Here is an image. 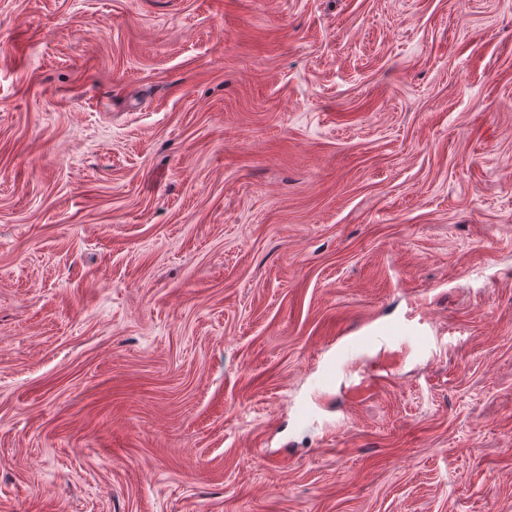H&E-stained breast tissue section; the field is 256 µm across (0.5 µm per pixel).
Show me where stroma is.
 Here are the masks:
<instances>
[{"mask_svg": "<svg viewBox=\"0 0 512 512\" xmlns=\"http://www.w3.org/2000/svg\"><path fill=\"white\" fill-rule=\"evenodd\" d=\"M0 512H512V0H0ZM434 337L430 330L417 326H403L399 333H394L387 329L370 328L361 336L344 338L339 336L336 350V366L326 365L319 371L311 381L313 390H326L335 385L341 363L353 356L376 347H395L402 348L414 347L420 352H426L431 349L434 343Z\"/></svg>", "mask_w": 512, "mask_h": 512, "instance_id": "obj_1", "label": "stroma"}]
</instances>
